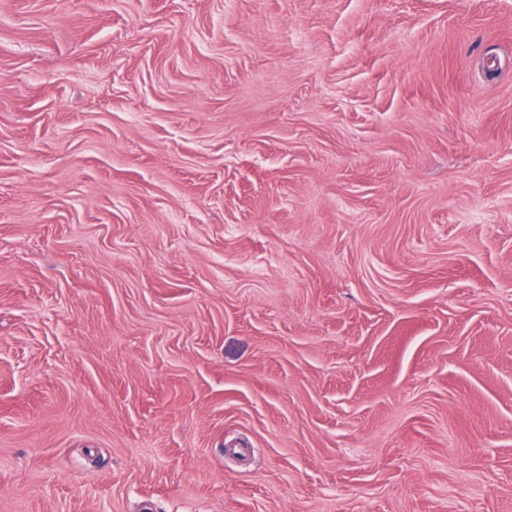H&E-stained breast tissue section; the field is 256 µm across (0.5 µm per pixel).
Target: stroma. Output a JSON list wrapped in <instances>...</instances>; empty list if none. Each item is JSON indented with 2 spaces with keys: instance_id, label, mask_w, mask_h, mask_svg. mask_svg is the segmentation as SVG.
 Returning <instances> with one entry per match:
<instances>
[{
  "instance_id": "35a3bbf8",
  "label": "stroma",
  "mask_w": 512,
  "mask_h": 512,
  "mask_svg": "<svg viewBox=\"0 0 512 512\" xmlns=\"http://www.w3.org/2000/svg\"><path fill=\"white\" fill-rule=\"evenodd\" d=\"M0 512H512V0H0Z\"/></svg>"
}]
</instances>
